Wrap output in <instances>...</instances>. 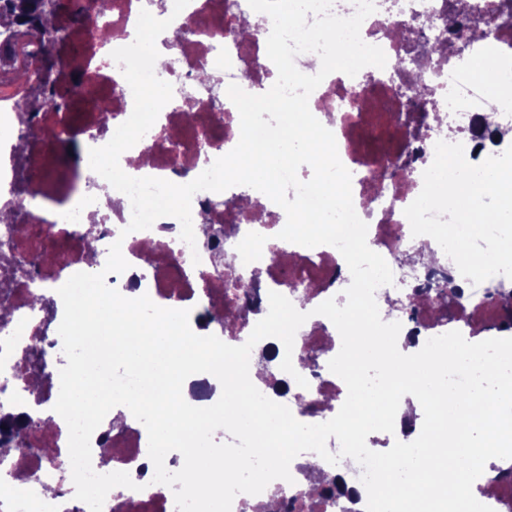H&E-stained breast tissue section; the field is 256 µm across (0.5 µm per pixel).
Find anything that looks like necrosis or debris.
Instances as JSON below:
<instances>
[{
    "label": "necrosis or debris",
    "mask_w": 512,
    "mask_h": 512,
    "mask_svg": "<svg viewBox=\"0 0 512 512\" xmlns=\"http://www.w3.org/2000/svg\"><path fill=\"white\" fill-rule=\"evenodd\" d=\"M86 5L85 22L76 25L59 16V30L67 53L64 81L53 86L38 112L21 121L15 101L0 97V172L8 175L10 206L20 208L22 227L7 231L0 225V287L8 291L12 312L9 324L0 325V416L26 414L33 423L21 433L27 447L16 461L25 487L14 491L0 481V512H89L74 497L68 452V429L53 409L59 394L57 359L61 338L49 337L50 326L60 325L63 302L58 294L73 274L84 271L89 251L107 256L121 242L129 267L106 277L109 287L123 296H149L166 308L189 309L190 327L200 336L214 335L223 342L244 344L258 322L248 313L250 303L268 309L269 292L287 297L295 308L308 313L298 329L292 353L298 372L309 383L301 388L289 382L287 391L273 392L272 400L285 404L305 424L333 418L347 396L341 378L329 361L341 348V337L326 317L314 309L327 299L344 305L351 282L348 266L333 246L307 248L278 239L286 218L271 200L259 203L258 215L241 210L236 201L243 186L227 189V204L211 191L194 195L192 217H207L221 230L223 260L205 246L190 249L180 238L181 226L173 217L157 219L147 230L129 231L132 206L125 194L102 192L105 180L89 166L90 149L105 145L133 110V95L120 66L109 59L114 37L135 28L142 8L153 0H112L105 15ZM235 0H190L158 37L156 47L166 64L156 76L173 86V97L156 122L136 144L155 177L176 184L191 182L225 155L240 127V117L227 95L229 84L251 94L265 93L275 66L267 56L266 41L272 21L256 14L248 40H240L236 24L241 16ZM454 0H374L376 10L360 30L364 42L379 46L387 57L385 68L368 66L356 76L328 75L309 97L312 114L335 136L338 154L352 175V199L358 216L367 223V243L393 272V284L377 289L375 299L383 321L401 325L400 339L412 341L420 351L432 337L457 330L465 336L502 337L488 325L493 291H512V279L493 276L481 284L463 277L456 264L443 256L438 243L427 235L415 236L404 215L420 193L423 173L434 159L436 139L433 116L442 113L469 163L479 164L512 146L503 130H512V0H464L470 15H488L491 34L469 43L462 51L437 55L430 48L447 31ZM411 28L418 41L415 56L393 36L394 17ZM217 76L218 85L201 82L203 72ZM425 73L426 88L416 109L407 105L406 87ZM365 103L357 105L356 92ZM108 100L109 125L98 118V103ZM80 142L77 163L59 161L61 144ZM98 226L95 237L83 231L85 221ZM427 252L434 262L398 263L399 254ZM37 257L36 265H16L19 257ZM461 290L450 311L429 305H409L416 291L442 279ZM43 293L44 305L33 302ZM398 298L389 307L390 298ZM221 310L224 321L206 322L204 316ZM310 366H301L302 358ZM121 427L104 418L91 438L92 466L127 472L133 488L107 495L103 512H177L172 490L154 483V465L148 456L144 425L128 408L118 411ZM493 485L475 481L473 494L494 512H512V501L500 488L512 480V459H493ZM291 481L276 480L265 498L285 505L287 512H336V502L309 494L311 474L300 459L290 464Z\"/></svg>",
    "instance_id": "1"
}]
</instances>
